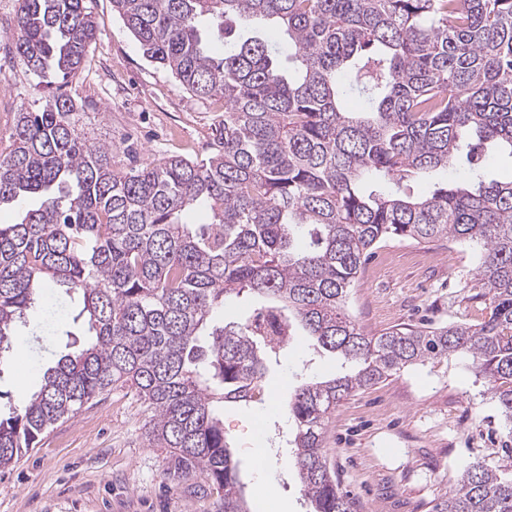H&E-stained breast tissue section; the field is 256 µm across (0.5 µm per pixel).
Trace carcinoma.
<instances>
[{"mask_svg": "<svg viewBox=\"0 0 512 512\" xmlns=\"http://www.w3.org/2000/svg\"><path fill=\"white\" fill-rule=\"evenodd\" d=\"M143 55L200 97L224 99L217 152L127 171L112 145L76 124L57 96L0 129V205L31 200L0 224V365L46 285L81 294L73 321L92 339L44 371L0 417V469L94 398L133 390L145 435L185 491L220 493L248 512L214 399L261 400L258 318L276 312L350 371L302 382L288 403L291 467L313 512H355L324 448L331 409L427 359L463 354L512 424V181L449 184L428 196L416 174L467 151L512 149V0H112ZM274 22L288 55L250 24ZM9 62L73 77L96 35L85 0H19ZM224 55L211 52L212 37ZM349 79L367 100L344 106ZM207 207L208 224L183 216ZM394 237L482 248L485 320L364 333L345 313L371 251ZM229 296L256 299L214 326ZM204 473L209 483L194 477ZM432 512H512V470L478 462Z\"/></svg>", "mask_w": 512, "mask_h": 512, "instance_id": "1", "label": "carcinoma"}]
</instances>
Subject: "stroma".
I'll return each mask as SVG.
<instances>
[{
  "mask_svg": "<svg viewBox=\"0 0 512 512\" xmlns=\"http://www.w3.org/2000/svg\"><path fill=\"white\" fill-rule=\"evenodd\" d=\"M87 5L97 32L76 76L40 78L0 67V126H8L19 107L37 110L63 94L76 99L83 133L112 144L117 167L208 155L223 101L195 96L147 60L112 0ZM479 254L477 246L443 237L382 242L352 285L347 311L371 335L400 323H480L486 310L474 299L482 290ZM84 338L77 322L67 333L27 340L21 358L28 371L14 365L0 370V409L21 405L70 340ZM339 368L334 355L297 337L270 364L261 402L225 403L224 434L250 512H261L258 493L265 480L272 483L273 512H309L286 466L288 401L303 381ZM147 417L137 396L123 388L85 404L0 471V512H216V496L190 495L167 478L165 449L152 447L145 436ZM326 446L358 512H431L474 462L512 465V431L488 382L459 355L407 367L338 403Z\"/></svg>",
  "mask_w": 512,
  "mask_h": 512,
  "instance_id": "stroma-1",
  "label": "stroma"
}]
</instances>
